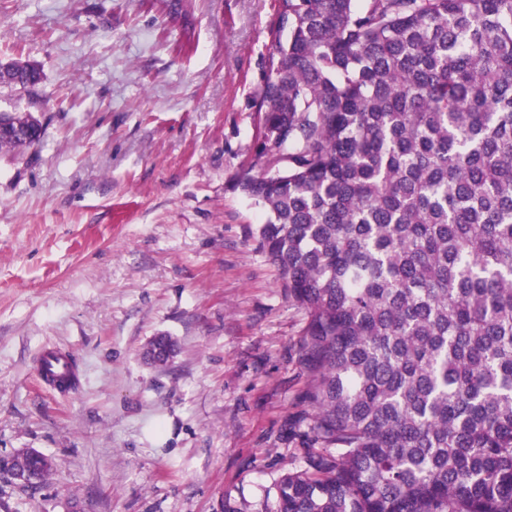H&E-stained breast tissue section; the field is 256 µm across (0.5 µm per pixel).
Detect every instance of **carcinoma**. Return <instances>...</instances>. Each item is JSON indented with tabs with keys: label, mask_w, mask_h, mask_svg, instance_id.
<instances>
[{
	"label": "carcinoma",
	"mask_w": 512,
	"mask_h": 512,
	"mask_svg": "<svg viewBox=\"0 0 512 512\" xmlns=\"http://www.w3.org/2000/svg\"><path fill=\"white\" fill-rule=\"evenodd\" d=\"M259 111L234 189L307 315L309 447L276 512H512V0H277ZM15 121L34 138L0 153L41 140Z\"/></svg>",
	"instance_id": "obj_1"
}]
</instances>
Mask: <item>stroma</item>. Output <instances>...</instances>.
Masks as SVG:
<instances>
[{
    "instance_id": "35a3bbf8",
    "label": "stroma",
    "mask_w": 512,
    "mask_h": 512,
    "mask_svg": "<svg viewBox=\"0 0 512 512\" xmlns=\"http://www.w3.org/2000/svg\"><path fill=\"white\" fill-rule=\"evenodd\" d=\"M275 0H0V112L41 142L0 154V458L34 449L31 490L0 469V512H276L305 465L303 309L256 252L266 215L232 186L253 161ZM159 334L180 353L145 363ZM68 353L79 385L38 377ZM41 82V69L35 63H0V84L34 87ZM1 133H0V153L20 154L25 149L40 142L43 133V123L41 119L31 112H0ZM17 121L21 124H29L34 127V138L23 141L13 135L4 133L2 130L5 123L12 124ZM69 357L58 350L46 349L39 359L40 380L45 387L58 392L70 393L74 388L68 387L72 381Z\"/></svg>"
}]
</instances>
